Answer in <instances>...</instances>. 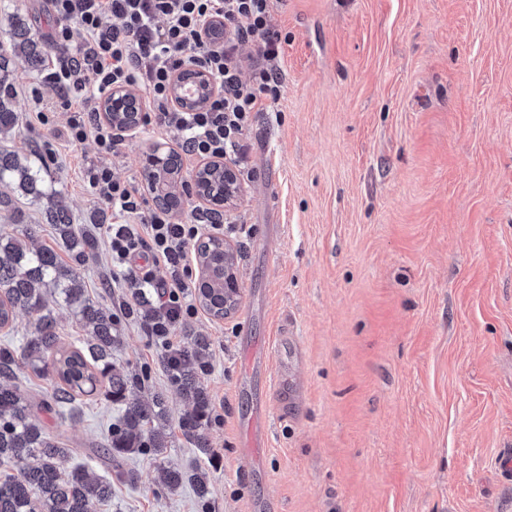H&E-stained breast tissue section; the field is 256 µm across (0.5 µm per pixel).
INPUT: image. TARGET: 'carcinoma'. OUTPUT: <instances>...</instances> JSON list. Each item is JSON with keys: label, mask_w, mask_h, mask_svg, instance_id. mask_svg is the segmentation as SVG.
I'll use <instances>...</instances> for the list:
<instances>
[{"label": "carcinoma", "mask_w": 512, "mask_h": 512, "mask_svg": "<svg viewBox=\"0 0 512 512\" xmlns=\"http://www.w3.org/2000/svg\"><path fill=\"white\" fill-rule=\"evenodd\" d=\"M22 56L31 67L44 59L42 44L31 34L30 20L16 15L11 20L9 48L0 51V139L18 126L15 98L8 82L13 59ZM42 158L20 157L0 148V207L13 203V196L47 199L46 223L53 226L56 247H35L33 236L0 232V328L13 324L17 313L35 316V330L17 343L0 345V512H98L112 500V480L94 479L87 470L69 466L72 449L48 430L43 416L64 418L82 397L92 396L105 384L103 395L120 406L121 415L112 426L98 458L115 469L116 478L131 481L133 474L120 466V458L138 451L161 454L166 447L155 423L167 421L166 397L151 400L138 392L144 379L127 372L113 361L112 351L120 342L112 312L91 298L79 269L66 265L64 250L78 258L96 251L93 230L74 224L68 212L54 203L56 191L47 189L42 177ZM179 171H164L155 190L179 204ZM196 180L211 188L224 187V172L200 170ZM198 260L221 266L223 254L212 239L197 247ZM195 298L215 317H224V286L209 280L198 283ZM68 310L83 336L65 343L49 303ZM187 360L171 377L173 386L192 403V410L179 421L184 438L201 453L208 451L203 415L209 406L207 392L199 386V371L207 367L209 341L194 336L186 342ZM25 366L37 377L53 380L52 392L37 399L20 381L17 370ZM161 483L169 490L190 486L202 506L210 499V482L198 468H160Z\"/></svg>", "instance_id": "carcinoma-1"}]
</instances>
